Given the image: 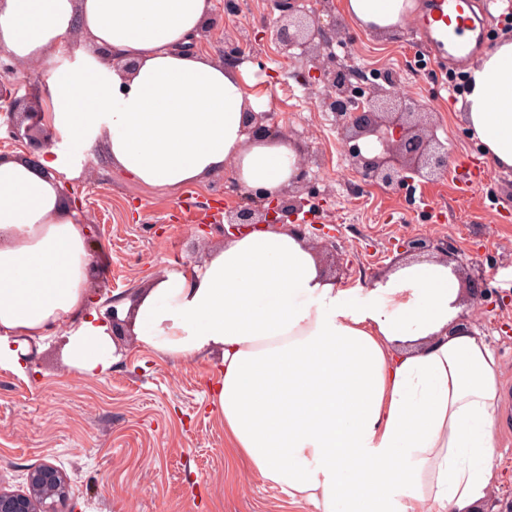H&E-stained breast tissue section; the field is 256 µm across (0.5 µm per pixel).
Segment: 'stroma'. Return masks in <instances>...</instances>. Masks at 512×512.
<instances>
[{
	"label": "stroma",
	"mask_w": 512,
	"mask_h": 512,
	"mask_svg": "<svg viewBox=\"0 0 512 512\" xmlns=\"http://www.w3.org/2000/svg\"><path fill=\"white\" fill-rule=\"evenodd\" d=\"M204 49L224 58V38L246 36V69L266 97L264 111L312 153V189L322 202L314 217L336 249L320 252L325 271L347 287H370L373 277L399 266L397 244L426 237L481 272L492 290L476 326L502 369L503 406L494 424L495 464L501 477L489 512H512V169L490 168L469 198L456 192L455 172L432 183L392 191L365 182L345 155L333 113L314 111V94L291 96L299 65L279 55V21L270 0H237L225 13L214 0ZM336 59L365 76H389L393 88L421 100L452 157L483 158L450 98V74L417 45L409 22L377 35L346 25ZM87 167L66 180L70 202L100 235L91 242L106 264L90 292L121 298L165 270L202 262L224 244L214 214L235 204L224 173L202 186L150 188L127 180L99 148L86 150ZM117 362L99 377L70 369L60 341L32 348L24 371L0 365V482L25 487L29 469L49 462L70 482L75 512H312L289 504L235 458L224 422L210 402L216 373L208 359L175 361L138 346L121 328Z\"/></svg>",
	"instance_id": "obj_1"
}]
</instances>
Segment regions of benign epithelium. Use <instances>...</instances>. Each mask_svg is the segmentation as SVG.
<instances>
[{
	"label": "benign epithelium",
	"mask_w": 512,
	"mask_h": 512,
	"mask_svg": "<svg viewBox=\"0 0 512 512\" xmlns=\"http://www.w3.org/2000/svg\"><path fill=\"white\" fill-rule=\"evenodd\" d=\"M285 23L274 34V40L285 57L301 56L306 66L300 73L307 87L323 84L319 107L340 117L339 134L344 151L361 176L388 189L400 190L414 178L428 180L448 170V146L430 129L431 113L417 102L405 99L365 77L349 66H336L327 50L336 42L342 24L336 20L330 0H317L311 7L299 6L300 0H274ZM247 40L242 37L224 39V64L238 65L245 59ZM7 104L9 138L37 150L47 146L46 133L37 119L35 103L22 104L17 97L0 91ZM249 134L254 139L276 140L286 136L271 112L249 113ZM312 157L301 153L292 184L275 195L246 189L239 181L231 182L233 191L252 204L224 212L229 236L256 224H288L304 234L307 220L299 218L304 208L316 211L312 196H303L307 186ZM488 293L485 279L471 278L467 293L468 309L459 315L470 324L478 322L482 301ZM68 486L63 473L45 463L28 474V491L8 492L0 489V512H57L52 496L63 501Z\"/></svg>",
	"instance_id": "benign-epithelium-1"
}]
</instances>
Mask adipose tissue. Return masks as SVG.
Returning <instances> with one entry per match:
<instances>
[{
	"instance_id": "1",
	"label": "adipose tissue",
	"mask_w": 512,
	"mask_h": 512,
	"mask_svg": "<svg viewBox=\"0 0 512 512\" xmlns=\"http://www.w3.org/2000/svg\"><path fill=\"white\" fill-rule=\"evenodd\" d=\"M407 0H346L359 27L392 32ZM213 0H0V47L39 67L49 144L0 157V364L66 327L79 374L111 369L112 328L92 308L100 266L63 190L102 146L148 187L206 183L226 167L250 189L288 187L297 150L257 143L258 98L242 69L194 45ZM80 30L89 46L68 43ZM457 104L497 168L512 169V40L476 58ZM451 266L424 260L371 288H343L303 236L267 224L172 269L114 307L139 345L174 360L219 354L212 403L234 452L262 483L313 512H476L496 479L499 365L455 325ZM379 486L368 502L359 475Z\"/></svg>"
}]
</instances>
